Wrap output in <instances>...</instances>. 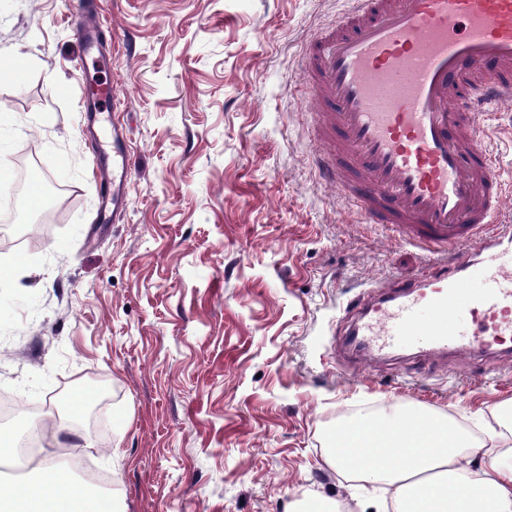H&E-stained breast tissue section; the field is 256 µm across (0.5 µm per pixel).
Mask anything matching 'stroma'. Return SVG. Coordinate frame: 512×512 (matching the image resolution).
<instances>
[{
  "label": "stroma",
  "mask_w": 512,
  "mask_h": 512,
  "mask_svg": "<svg viewBox=\"0 0 512 512\" xmlns=\"http://www.w3.org/2000/svg\"><path fill=\"white\" fill-rule=\"evenodd\" d=\"M71 0H0V427L23 435L96 392L99 450L42 444L113 473L124 512H301L350 500L325 460L351 414L417 406L484 437L512 400V356L341 342L365 292L432 275L431 254L352 214L312 164L302 58L346 0H98L113 39L86 53ZM22 79H15V71ZM111 84L94 126L81 89ZM121 124L127 207L101 223L95 157ZM65 207L14 246L23 153Z\"/></svg>",
  "instance_id": "1"
}]
</instances>
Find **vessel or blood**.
Returning a JSON list of instances; mask_svg holds the SVG:
<instances>
[{
	"label": "vessel or blood",
	"mask_w": 512,
	"mask_h": 512,
	"mask_svg": "<svg viewBox=\"0 0 512 512\" xmlns=\"http://www.w3.org/2000/svg\"><path fill=\"white\" fill-rule=\"evenodd\" d=\"M303 56L314 165L369 224L437 252L469 246L454 271L374 290L345 343L380 357L403 338L438 352L512 354V196L493 171L486 122L512 102V0H348ZM86 52L105 40L94 0H76ZM112 133L103 211L126 206L129 161Z\"/></svg>",
	"instance_id": "1"
}]
</instances>
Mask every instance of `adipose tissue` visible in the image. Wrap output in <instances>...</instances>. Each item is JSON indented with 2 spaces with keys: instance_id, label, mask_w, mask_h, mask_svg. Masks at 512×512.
I'll use <instances>...</instances> for the list:
<instances>
[{
  "instance_id": "adipose-tissue-1",
  "label": "adipose tissue",
  "mask_w": 512,
  "mask_h": 512,
  "mask_svg": "<svg viewBox=\"0 0 512 512\" xmlns=\"http://www.w3.org/2000/svg\"><path fill=\"white\" fill-rule=\"evenodd\" d=\"M327 462L353 481L381 483L396 512H512V402L500 428L475 440L441 412L386 419L362 412L330 433ZM0 512H123L53 465L0 481Z\"/></svg>"
}]
</instances>
